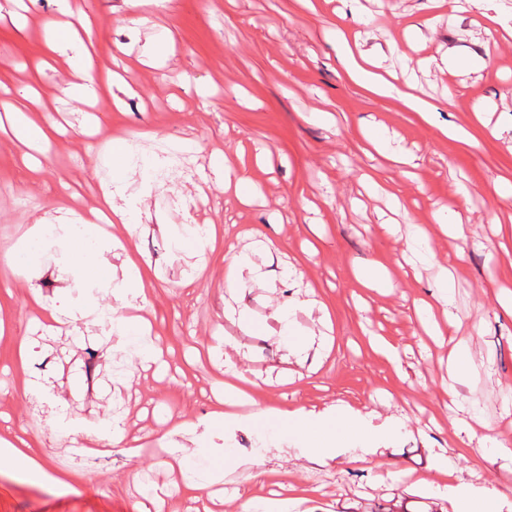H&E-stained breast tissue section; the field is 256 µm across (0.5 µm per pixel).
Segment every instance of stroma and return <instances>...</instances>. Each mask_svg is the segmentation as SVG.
Here are the masks:
<instances>
[{
    "mask_svg": "<svg viewBox=\"0 0 512 512\" xmlns=\"http://www.w3.org/2000/svg\"><path fill=\"white\" fill-rule=\"evenodd\" d=\"M314 2L310 11L301 0H175L173 9L138 24L123 0H70L71 20L87 16L96 34L109 125L128 141L127 163L115 169L110 143L85 148L88 109L63 93L72 59L46 47L45 24L61 17L57 0H0V249L24 237L38 216L55 224L70 218L71 209L58 203L62 192L118 187L141 210L133 221L144 230L125 246L137 260L149 299L143 314L161 338L163 359L142 368L119 337H106L91 318H66L85 295L107 314L115 301L109 290L82 280L63 243L44 242L41 274L32 281L0 266V440L24 438L71 482L60 488L2 470L0 512H142L152 488L171 485L164 451L182 422L199 426L187 467L222 475L214 486L224 498L218 512H238L239 489L262 504L275 490L289 497L292 484L309 489L312 512H450L431 483L437 448L465 481L512 489L511 463L485 441L465 447L444 422L454 338L426 336L413 311L414 300L437 295L435 270L409 274L390 294L362 287L357 276L374 262L396 265L406 248L405 221L427 227L430 248L455 267L452 313L482 331L460 416L478 434L512 443V309L499 303L502 290H512V240L497 231L512 222V212L495 202L497 183L512 180V146L490 131L512 127V48L488 40L477 16L434 13L426 0H360V24L348 19L346 0ZM340 31L383 55L387 68L398 65L388 55L393 40L411 44L413 58H434L435 66L416 71L415 79L441 104L455 91L454 106L442 104L427 124L397 99L369 96L345 75L336 49ZM452 51L469 56L474 70H449ZM116 72L134 86L133 95L113 88ZM27 91L40 94L45 122L59 126L35 173L25 164L28 147L3 124L10 104ZM476 101L485 103L488 125L473 123ZM321 112L329 120H318ZM452 123L469 127L471 143L441 135L440 126ZM370 128L412 156L413 165L368 156L363 133ZM177 151L193 176L170 171L169 191L194 202L196 224L236 226L235 248L250 253L260 283L228 289L224 248L200 255L176 247L171 231L185 216L169 208L168 191L157 188L148 169L158 153ZM219 151L238 153L262 197L244 206L225 192L214 169ZM365 174L402 187V204L371 192ZM457 212L470 220L461 249L437 224ZM201 266L204 278L184 289ZM297 298L319 301L333 324L327 348L301 365L286 361L287 346L322 327L316 314L294 307ZM288 304L285 334L273 310ZM373 334L393 343L399 364L373 349ZM21 336L35 352L24 365ZM228 346L255 395L272 406H366L383 417L403 416L406 426L369 461L311 465L273 457L271 448L291 438L277 419L206 424L223 392ZM34 383L47 384L63 401L77 431L59 433L30 402ZM112 421L122 426L126 447H85L83 429ZM258 457L268 477L247 480L244 463Z\"/></svg>",
    "mask_w": 512,
    "mask_h": 512,
    "instance_id": "stroma-1",
    "label": "stroma"
}]
</instances>
